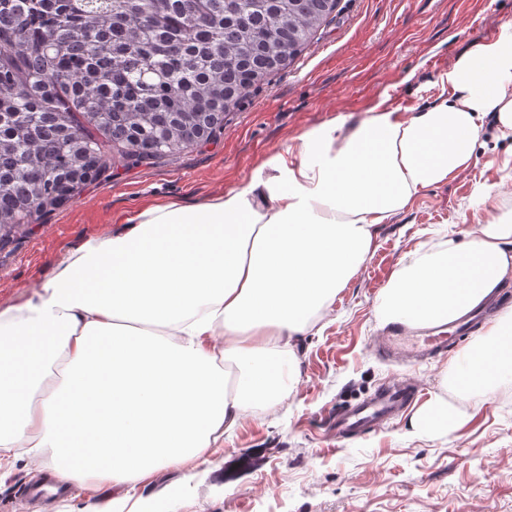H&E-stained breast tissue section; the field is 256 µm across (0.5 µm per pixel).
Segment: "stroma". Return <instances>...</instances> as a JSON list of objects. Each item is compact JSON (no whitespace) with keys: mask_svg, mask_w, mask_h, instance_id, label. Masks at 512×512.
Segmentation results:
<instances>
[{"mask_svg":"<svg viewBox=\"0 0 512 512\" xmlns=\"http://www.w3.org/2000/svg\"><path fill=\"white\" fill-rule=\"evenodd\" d=\"M512 25V0H340L286 68L252 87L224 116L212 140L141 164L106 149L107 178L31 217L27 233L0 249V310L35 291L62 251L83 238L119 231V217L167 199L200 201L246 181L269 155L296 145L304 130L342 117L360 120L376 103L415 112L448 95L445 74L476 45ZM506 146L378 225L357 275L309 334L295 341L298 370L276 409H249L241 425L187 472L158 468L135 491L140 512H512V377L468 393L444 382L447 359L385 364L373 353L381 326L376 297L406 253L435 233L463 240L490 215L474 204L491 187L512 213ZM414 379L418 407L445 400L459 420L449 432L422 433L418 407L376 432L337 439L331 418L388 378ZM52 448L0 469V512H117L124 487L107 481L71 488L48 507L20 498L23 484L57 469Z\"/></svg>","mask_w":512,"mask_h":512,"instance_id":"stroma-1","label":"stroma"}]
</instances>
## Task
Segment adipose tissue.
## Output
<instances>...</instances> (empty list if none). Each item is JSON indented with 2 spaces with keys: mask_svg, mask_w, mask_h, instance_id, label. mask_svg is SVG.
<instances>
[{
  "mask_svg": "<svg viewBox=\"0 0 512 512\" xmlns=\"http://www.w3.org/2000/svg\"><path fill=\"white\" fill-rule=\"evenodd\" d=\"M447 81L451 96L418 112L377 104L358 123L315 126L243 185L147 205L58 255L37 291L0 311V463L53 448L62 482L130 487L206 463L248 407L275 401L294 337L358 272L376 226L470 165L487 113L495 140H512V34L459 57ZM511 281L512 218H495L406 254L375 315L450 322ZM463 356L492 382L512 369V310ZM61 360V378L43 372ZM114 433L134 451L104 449Z\"/></svg>",
  "mask_w": 512,
  "mask_h": 512,
  "instance_id": "ef3b65f1",
  "label": "adipose tissue"
}]
</instances>
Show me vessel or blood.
Returning <instances> with one entry per match:
<instances>
[{"label":"vessel or blood","mask_w":512,"mask_h":512,"mask_svg":"<svg viewBox=\"0 0 512 512\" xmlns=\"http://www.w3.org/2000/svg\"><path fill=\"white\" fill-rule=\"evenodd\" d=\"M476 319V313L469 312L453 322L427 328L394 324L379 336L377 346L383 356L417 362L448 353L469 332ZM411 396L409 387L396 383L385 384L375 395L337 413L336 426L344 436H355L375 429L409 405ZM65 494L62 485L46 478L29 480L22 489V496L27 501L43 498L57 502Z\"/></svg>","instance_id":"1"}]
</instances>
